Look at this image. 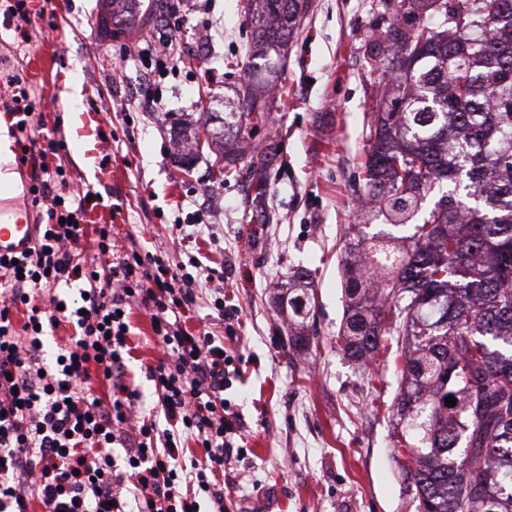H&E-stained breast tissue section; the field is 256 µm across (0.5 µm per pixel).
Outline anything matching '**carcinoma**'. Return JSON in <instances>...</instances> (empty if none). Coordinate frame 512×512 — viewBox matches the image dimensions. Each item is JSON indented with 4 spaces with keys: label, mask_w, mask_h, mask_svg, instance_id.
<instances>
[{
    "label": "carcinoma",
    "mask_w": 512,
    "mask_h": 512,
    "mask_svg": "<svg viewBox=\"0 0 512 512\" xmlns=\"http://www.w3.org/2000/svg\"><path fill=\"white\" fill-rule=\"evenodd\" d=\"M250 2L252 71L273 73L307 0ZM415 2L384 7L406 17ZM425 2L434 13L417 26L385 32L383 73L397 95L370 107L362 166L379 214L412 234L402 244L374 234L362 264L342 262L336 344L360 364L401 358L395 448L410 462L417 512H512V0ZM254 117L264 106L247 85L229 126ZM462 176L476 204L446 195L415 221L435 185ZM313 299L312 288L279 298L297 352L313 344Z\"/></svg>",
    "instance_id": "cac0c4a2"
}]
</instances>
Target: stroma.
<instances>
[{"label": "stroma", "instance_id": "stroma-1", "mask_svg": "<svg viewBox=\"0 0 512 512\" xmlns=\"http://www.w3.org/2000/svg\"><path fill=\"white\" fill-rule=\"evenodd\" d=\"M168 2L136 0V22L117 40L97 23L107 0H30L29 43L0 16V77H23L43 134L63 139L48 164L62 166L73 190L100 194L88 223L180 262L181 228L203 212L192 225L197 245L224 276L202 297L220 293L241 309L243 373L226 392L247 424L230 492L238 512H415L387 414L402 377L392 362L366 369L336 346L346 305L338 262L348 244L383 228L359 205L358 175L368 106L392 93L379 46L393 18L382 0H309L266 123L238 139L270 164L259 199L247 174L223 173L215 149L176 148L183 129L221 128L247 78L248 0H182L187 23L174 35ZM166 52L174 65L152 80ZM296 269L311 273L318 299L319 343L300 354L289 351L277 300ZM130 325L134 413L147 417L156 396L145 367L159 347L142 310Z\"/></svg>", "mask_w": 512, "mask_h": 512}]
</instances>
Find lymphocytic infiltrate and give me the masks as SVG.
Instances as JSON below:
<instances>
[{"label": "lymphocytic infiltrate", "instance_id": "f902f5d3", "mask_svg": "<svg viewBox=\"0 0 512 512\" xmlns=\"http://www.w3.org/2000/svg\"><path fill=\"white\" fill-rule=\"evenodd\" d=\"M66 187L61 167L42 165L29 189L41 208L38 241L18 258L0 255V277L11 285L0 299V512H30L34 502L41 512H201L204 499L230 512L224 486L245 422L224 393L240 376L239 317L220 297L208 307L222 335L195 330L186 317L216 268L195 254L170 264L132 237L118 244L108 224L87 228L95 193L77 198ZM89 230L99 255L111 256L108 267L77 253ZM75 282L78 298L55 297ZM135 306L148 312L163 350L145 368L163 430L133 414L139 390L126 361ZM19 309L27 317L18 326ZM63 322L76 334L59 361L44 365L46 330ZM99 385L108 397L96 396ZM188 439L202 456L188 455Z\"/></svg>", "mask_w": 512, "mask_h": 512}]
</instances>
